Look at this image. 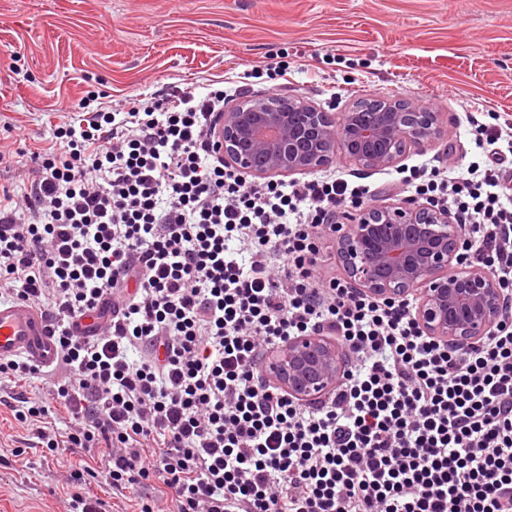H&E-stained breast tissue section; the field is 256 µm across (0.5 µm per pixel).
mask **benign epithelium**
<instances>
[{
  "mask_svg": "<svg viewBox=\"0 0 512 512\" xmlns=\"http://www.w3.org/2000/svg\"><path fill=\"white\" fill-rule=\"evenodd\" d=\"M220 123L224 165L265 179L313 173L338 153L364 170L393 167L438 139L444 119L402 98L365 99L335 113L301 98L244 93ZM332 229L347 282L376 299L414 297V320L437 341L457 347L484 341L512 301L490 270L459 267L461 225L444 208L416 199L366 206ZM347 366V350L317 332L272 346L264 371L291 396L312 401L333 389Z\"/></svg>",
  "mask_w": 512,
  "mask_h": 512,
  "instance_id": "obj_1",
  "label": "benign epithelium"
}]
</instances>
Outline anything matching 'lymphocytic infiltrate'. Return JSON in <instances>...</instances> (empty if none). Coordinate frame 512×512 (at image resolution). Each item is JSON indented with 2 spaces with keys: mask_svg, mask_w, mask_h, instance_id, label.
Wrapping results in <instances>:
<instances>
[{
  "mask_svg": "<svg viewBox=\"0 0 512 512\" xmlns=\"http://www.w3.org/2000/svg\"><path fill=\"white\" fill-rule=\"evenodd\" d=\"M224 90L174 89L56 125L38 173L0 199V296L43 307L57 364L0 361V380H45L16 420L55 455L101 452L70 472L113 492L157 481L174 512H512V309L466 350L423 335L403 302L316 281L323 225L370 193L342 178L249 185L215 142ZM420 192L461 224L462 262L512 296V159ZM136 290L125 294L128 280ZM116 297L100 333L73 318ZM338 336L352 354L327 400L271 385L262 353ZM70 426H48L51 404Z\"/></svg>",
  "mask_w": 512,
  "mask_h": 512,
  "instance_id": "f902f5d3",
  "label": "lymphocytic infiltrate"
}]
</instances>
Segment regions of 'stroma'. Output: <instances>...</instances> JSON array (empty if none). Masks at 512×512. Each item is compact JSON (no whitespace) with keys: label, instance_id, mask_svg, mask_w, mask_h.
<instances>
[{"label":"stroma","instance_id":"obj_1","mask_svg":"<svg viewBox=\"0 0 512 512\" xmlns=\"http://www.w3.org/2000/svg\"><path fill=\"white\" fill-rule=\"evenodd\" d=\"M224 85L301 97L341 112L368 98L402 97L442 113L444 133L400 168L457 173L477 153L471 121L512 126V0H0V195L21 194L34 152L82 98L122 111L126 99L170 87ZM400 168L362 171L344 157L324 176L361 179L371 203L414 198ZM0 403V512H64L73 493L133 512V494L100 483L73 488L66 464L30 447ZM23 449L13 457L12 449Z\"/></svg>","mask_w":512,"mask_h":512}]
</instances>
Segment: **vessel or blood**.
Here are the masks:
<instances>
[{"label": "vessel or blood", "instance_id": "obj_1", "mask_svg": "<svg viewBox=\"0 0 512 512\" xmlns=\"http://www.w3.org/2000/svg\"><path fill=\"white\" fill-rule=\"evenodd\" d=\"M23 357L38 365H50L56 347L43 311L20 301H0V361Z\"/></svg>", "mask_w": 512, "mask_h": 512}]
</instances>
